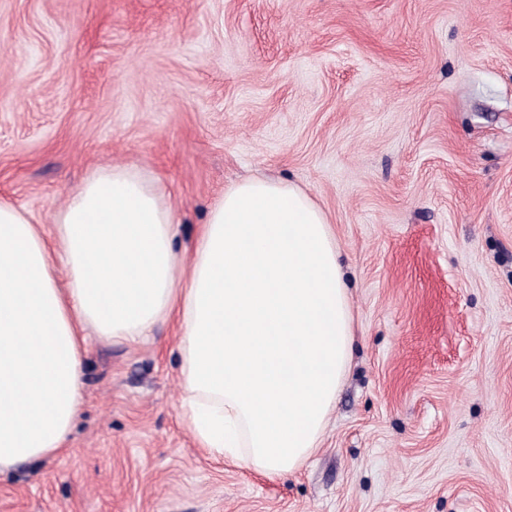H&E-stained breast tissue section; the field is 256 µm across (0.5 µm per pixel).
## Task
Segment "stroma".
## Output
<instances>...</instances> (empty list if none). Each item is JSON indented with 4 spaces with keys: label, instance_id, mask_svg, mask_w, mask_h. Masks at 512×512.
<instances>
[{
    "label": "stroma",
    "instance_id": "obj_1",
    "mask_svg": "<svg viewBox=\"0 0 512 512\" xmlns=\"http://www.w3.org/2000/svg\"><path fill=\"white\" fill-rule=\"evenodd\" d=\"M115 165L161 187L181 281L233 183L308 191L349 367L279 477L185 427L176 321L89 336L65 445L0 512H512V0H0V201L51 238Z\"/></svg>",
    "mask_w": 512,
    "mask_h": 512
}]
</instances>
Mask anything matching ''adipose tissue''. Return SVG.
Segmentation results:
<instances>
[{"mask_svg": "<svg viewBox=\"0 0 512 512\" xmlns=\"http://www.w3.org/2000/svg\"><path fill=\"white\" fill-rule=\"evenodd\" d=\"M173 223L127 166L89 177L51 242L0 202V470L62 449L82 404L84 329L134 343L171 317L182 330V417L202 448L277 476L316 452L353 342L323 210L293 185H233L182 285Z\"/></svg>", "mask_w": 512, "mask_h": 512, "instance_id": "adipose-tissue-1", "label": "adipose tissue"}]
</instances>
